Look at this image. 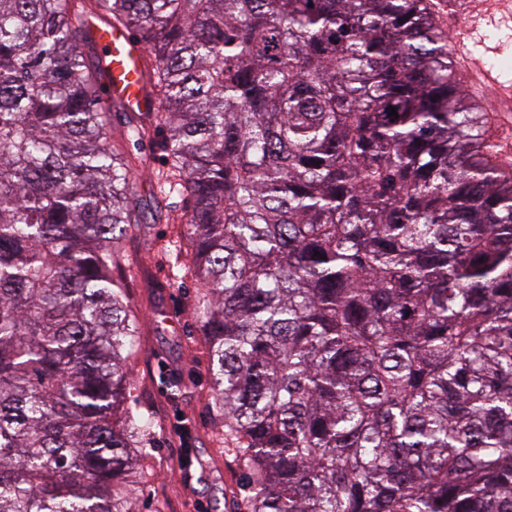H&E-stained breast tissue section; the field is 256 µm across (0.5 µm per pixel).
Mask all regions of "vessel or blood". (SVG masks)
<instances>
[{
    "mask_svg": "<svg viewBox=\"0 0 512 512\" xmlns=\"http://www.w3.org/2000/svg\"><path fill=\"white\" fill-rule=\"evenodd\" d=\"M96 34L105 50L102 95L105 100H122L131 109H146L144 97V69L146 51L129 31L103 26ZM458 69L467 77L474 101H481L486 88H494L501 104H512V85L499 81L468 48L464 40H456L452 47Z\"/></svg>",
    "mask_w": 512,
    "mask_h": 512,
    "instance_id": "obj_1",
    "label": "vessel or blood"
}]
</instances>
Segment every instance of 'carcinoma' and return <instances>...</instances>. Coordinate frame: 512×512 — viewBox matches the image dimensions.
Masks as SVG:
<instances>
[{
	"label": "carcinoma",
	"mask_w": 512,
	"mask_h": 512,
	"mask_svg": "<svg viewBox=\"0 0 512 512\" xmlns=\"http://www.w3.org/2000/svg\"><path fill=\"white\" fill-rule=\"evenodd\" d=\"M114 112L165 131L249 512H512V170L432 0H0V512H136ZM97 37L105 50L102 96L122 100L133 110L147 108L144 97L146 51L136 37L121 28L97 26Z\"/></svg>",
	"instance_id": "1"
}]
</instances>
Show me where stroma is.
Segmentation results:
<instances>
[{
  "mask_svg": "<svg viewBox=\"0 0 512 512\" xmlns=\"http://www.w3.org/2000/svg\"><path fill=\"white\" fill-rule=\"evenodd\" d=\"M482 2L470 0V26L479 37L474 50L486 67L512 81V24H488ZM137 153L142 162L134 188L146 222L139 236L127 241L117 271L140 317L139 354L130 365L134 382L125 405L148 412L156 424L137 507L139 512H194L199 505L204 512H248L243 471L224 442L223 417L211 400L207 348L189 311L199 284L184 271L188 244L177 238L169 220L183 203L157 184L166 159L163 134L140 144ZM180 414L189 418L193 433L188 482L176 464L180 441L170 431Z\"/></svg>",
  "mask_w": 512,
  "mask_h": 512,
  "instance_id": "1",
  "label": "stroma"
}]
</instances>
